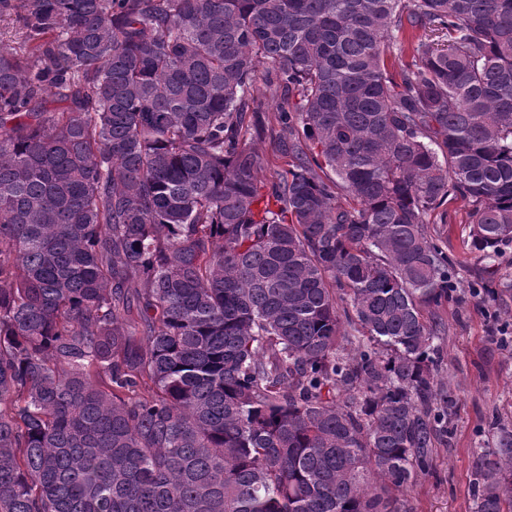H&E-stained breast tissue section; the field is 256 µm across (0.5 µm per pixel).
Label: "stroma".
<instances>
[{"instance_id":"stroma-1","label":"stroma","mask_w":512,"mask_h":512,"mask_svg":"<svg viewBox=\"0 0 512 512\" xmlns=\"http://www.w3.org/2000/svg\"><path fill=\"white\" fill-rule=\"evenodd\" d=\"M467 201L448 204V221L436 225L438 242L453 261L457 298L439 312L447 333L441 340L442 377L454 395L452 435L441 448L435 473L402 494L412 512H472L471 450L493 417L512 422V245L492 267L465 247Z\"/></svg>"}]
</instances>
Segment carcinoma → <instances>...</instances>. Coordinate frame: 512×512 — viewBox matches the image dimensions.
Returning a JSON list of instances; mask_svg holds the SVG:
<instances>
[{"label":"carcinoma","instance_id":"1","mask_svg":"<svg viewBox=\"0 0 512 512\" xmlns=\"http://www.w3.org/2000/svg\"><path fill=\"white\" fill-rule=\"evenodd\" d=\"M2 20L0 512H410L453 404L429 217L461 198L470 251L512 244V0ZM472 456L473 512H512V423ZM254 148L261 159V171L259 176L264 179L270 177L277 166L285 164L288 154H285L286 144H280L274 135H265L254 139Z\"/></svg>","mask_w":512,"mask_h":512}]
</instances>
